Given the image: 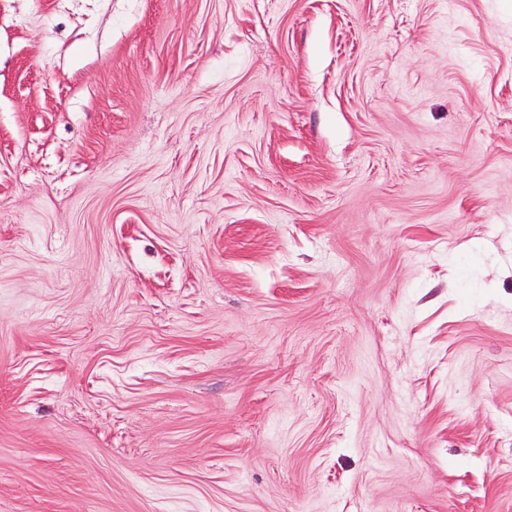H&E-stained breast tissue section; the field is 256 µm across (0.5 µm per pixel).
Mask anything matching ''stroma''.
<instances>
[{"label": "stroma", "instance_id": "1", "mask_svg": "<svg viewBox=\"0 0 512 512\" xmlns=\"http://www.w3.org/2000/svg\"><path fill=\"white\" fill-rule=\"evenodd\" d=\"M0 512H512V0H0Z\"/></svg>", "mask_w": 512, "mask_h": 512}]
</instances>
